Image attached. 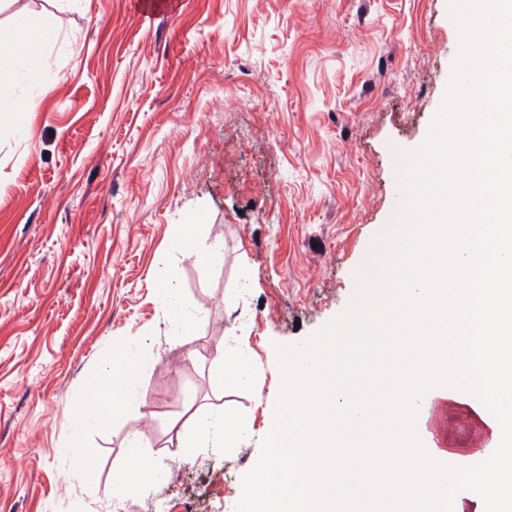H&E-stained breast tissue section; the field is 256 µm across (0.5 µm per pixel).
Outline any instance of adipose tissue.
I'll use <instances>...</instances> for the list:
<instances>
[{"label": "adipose tissue", "instance_id": "adipose-tissue-1", "mask_svg": "<svg viewBox=\"0 0 512 512\" xmlns=\"http://www.w3.org/2000/svg\"><path fill=\"white\" fill-rule=\"evenodd\" d=\"M57 33L53 16H42L35 23L27 17H17L12 27L11 47L0 55V83L11 81L20 71L34 70L43 50L56 39ZM139 372V363L129 360L122 370L107 373L102 389L111 396L113 407L137 403ZM247 434L248 426L244 421L225 412H203L198 415L186 445L192 448L217 437L224 447L235 448Z\"/></svg>", "mask_w": 512, "mask_h": 512}]
</instances>
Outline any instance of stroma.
<instances>
[{
    "mask_svg": "<svg viewBox=\"0 0 512 512\" xmlns=\"http://www.w3.org/2000/svg\"><path fill=\"white\" fill-rule=\"evenodd\" d=\"M20 12L58 35L33 78L0 84L2 107L37 100L0 124V512H235L277 346L349 308L446 97L447 0H164L151 26L132 0H0V45ZM228 345L252 388L214 379ZM125 359L141 405L83 424ZM220 408L249 420L240 447H180ZM132 439L170 476L117 493Z\"/></svg>",
    "mask_w": 512,
    "mask_h": 512,
    "instance_id": "1",
    "label": "stroma"
}]
</instances>
